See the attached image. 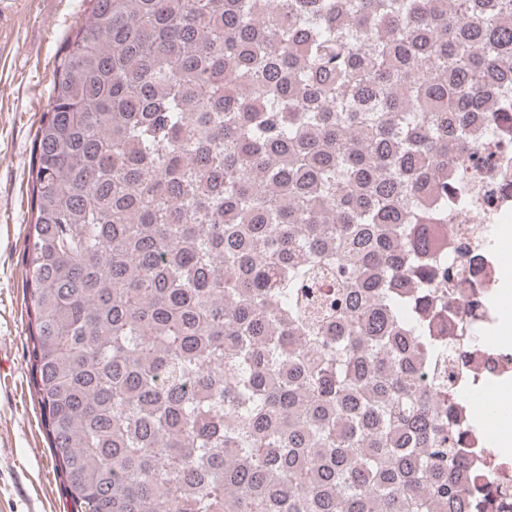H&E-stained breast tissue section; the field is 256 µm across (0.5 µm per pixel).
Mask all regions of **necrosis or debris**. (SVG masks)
Returning <instances> with one entry per match:
<instances>
[{
    "label": "necrosis or debris",
    "instance_id": "obj_1",
    "mask_svg": "<svg viewBox=\"0 0 512 512\" xmlns=\"http://www.w3.org/2000/svg\"><path fill=\"white\" fill-rule=\"evenodd\" d=\"M494 137H487V130ZM471 139L476 152L469 164L476 174L468 187L466 207L451 211L450 220L467 230L470 244L492 240L491 257L474 266L468 280L461 285L463 303L487 307L508 271L501 258L512 254V113L495 109L488 120L479 121L472 129ZM497 318H489L487 326H476L475 349L466 351L457 373L469 390L457 419L466 423L475 416V390L491 387L489 406L493 414L512 413V343H504L492 328ZM468 447L477 449V461L486 472L485 491L502 512H512V432L499 430L495 422H484L479 433L468 435Z\"/></svg>",
    "mask_w": 512,
    "mask_h": 512
}]
</instances>
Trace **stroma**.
Wrapping results in <instances>:
<instances>
[{
  "mask_svg": "<svg viewBox=\"0 0 512 512\" xmlns=\"http://www.w3.org/2000/svg\"><path fill=\"white\" fill-rule=\"evenodd\" d=\"M84 0H0V512H71L31 386L24 242L30 171L65 37Z\"/></svg>",
  "mask_w": 512,
  "mask_h": 512,
  "instance_id": "1",
  "label": "stroma"
}]
</instances>
